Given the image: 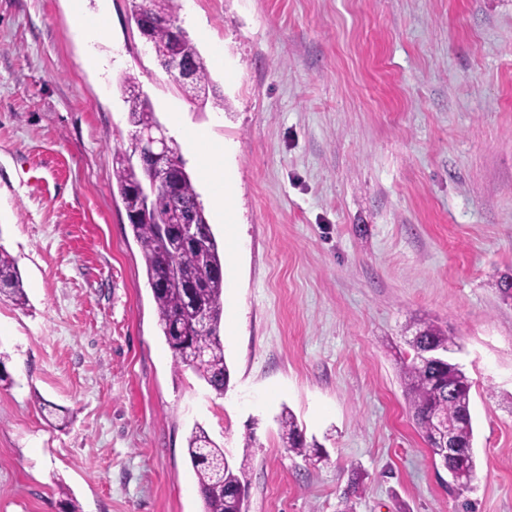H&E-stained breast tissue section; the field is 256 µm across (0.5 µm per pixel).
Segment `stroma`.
I'll return each instance as SVG.
<instances>
[{
    "label": "stroma",
    "instance_id": "obj_1",
    "mask_svg": "<svg viewBox=\"0 0 512 512\" xmlns=\"http://www.w3.org/2000/svg\"><path fill=\"white\" fill-rule=\"evenodd\" d=\"M105 16L88 45L73 10ZM191 99L127 0H0V512H202L186 446L247 461V512H512V0H180ZM95 61H88V54ZM228 155L216 395L174 357L112 155L125 76ZM223 97L216 106L215 97ZM456 342L472 489L449 492L408 408L410 325ZM290 410L308 442L288 454ZM251 450H244L245 441ZM185 34L183 49L188 57L194 60L195 77L193 78L192 65L178 47H175L165 57L159 60L160 65L174 79L180 81V86L191 96L199 97V94L206 95V88L209 87L210 75L203 61V58L193 39ZM193 78V79H192ZM192 79V80H191ZM185 82H183V81ZM190 80V81H189ZM0 295L8 297L16 306L27 304L26 293L16 260L0 246ZM280 425L282 429V439L288 452L296 456H302L310 459L313 456L320 457L317 448H310L302 430L299 428L296 419L288 411V414L281 415Z\"/></svg>",
    "mask_w": 512,
    "mask_h": 512
}]
</instances>
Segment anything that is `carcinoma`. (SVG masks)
Masks as SVG:
<instances>
[{"label":"carcinoma","mask_w":512,"mask_h":512,"mask_svg":"<svg viewBox=\"0 0 512 512\" xmlns=\"http://www.w3.org/2000/svg\"><path fill=\"white\" fill-rule=\"evenodd\" d=\"M129 6L143 11L150 21L148 35L160 54L172 41L171 26L176 23L177 0H129ZM183 49L194 60L195 77L180 82L192 96L206 94L210 75L193 39L185 37ZM136 78L127 76L122 82L125 102L129 105L128 120L134 130L160 125L145 97H132ZM181 170L177 194L181 204L193 210L196 224L193 237L173 252L163 250L158 222L160 215L141 205V188L152 181V166L147 161L133 163L128 151L115 149L112 175L121 201L137 212L129 221L130 231L141 248L148 285L156 306L157 323L173 352L175 366L196 371L215 394L222 396L229 387L230 370L224 358L220 330L224 315V249L220 247L205 207L200 200L185 161ZM197 297L208 309V328L189 336H177L173 326L191 319L188 295ZM0 295L16 306L27 304L26 293L16 260L0 246ZM419 342L415 354L404 365V388L412 419L420 430L434 459H448L437 433V422L451 427L456 439L468 454L464 465L476 469L473 453V426L470 413L471 383L460 365L431 366L423 359L427 349L448 351L455 345L448 331L432 322L416 328ZM282 439L288 451L309 459L319 456L318 449L308 446L296 419L290 413L281 416ZM187 454L198 479V490L204 512H247L246 500L231 493L235 488H248L246 463L237 464L224 454L201 426L192 429L187 439Z\"/></svg>","instance_id":"1"}]
</instances>
